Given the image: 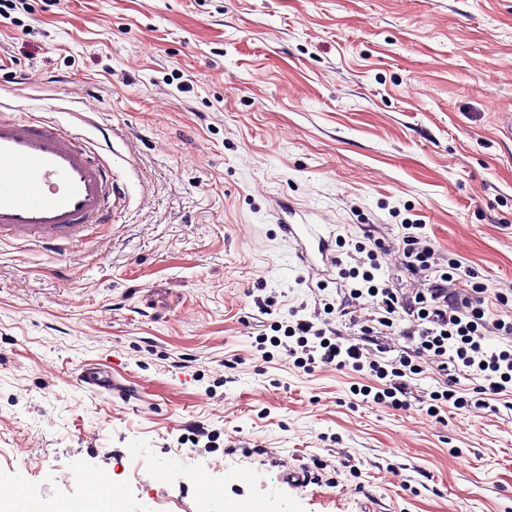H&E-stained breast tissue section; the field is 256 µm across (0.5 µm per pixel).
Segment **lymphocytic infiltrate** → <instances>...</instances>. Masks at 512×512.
<instances>
[{"instance_id":"lymphocytic-infiltrate-1","label":"lymphocytic infiltrate","mask_w":512,"mask_h":512,"mask_svg":"<svg viewBox=\"0 0 512 512\" xmlns=\"http://www.w3.org/2000/svg\"><path fill=\"white\" fill-rule=\"evenodd\" d=\"M396 250L403 256L405 286L378 278L381 254ZM352 267H340L336 312L357 327L356 338H346L330 323L308 319L288 322L283 337H271L265 346L284 347L294 365L312 371L318 365L352 371L369 380L353 387L356 395L394 409L411 406V382L426 370L439 380L429 394L428 411L488 409L491 401L512 394V297L499 288L478 281L471 266L452 258L441 263L421 237L408 232L393 240L368 236L355 243ZM470 281L460 292L459 281ZM370 306L374 315L359 311ZM500 339V346L487 342ZM405 341L397 355H390L389 337ZM381 389L372 390L371 381ZM473 382L472 396H463L461 381Z\"/></svg>"}]
</instances>
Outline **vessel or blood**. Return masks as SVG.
<instances>
[{"label": "vessel or blood", "mask_w": 512, "mask_h": 512, "mask_svg": "<svg viewBox=\"0 0 512 512\" xmlns=\"http://www.w3.org/2000/svg\"><path fill=\"white\" fill-rule=\"evenodd\" d=\"M96 148L56 123L0 114V240L63 251L85 226L110 223L112 166L96 159ZM85 382L122 398L136 395L98 371Z\"/></svg>", "instance_id": "b4317fda"}]
</instances>
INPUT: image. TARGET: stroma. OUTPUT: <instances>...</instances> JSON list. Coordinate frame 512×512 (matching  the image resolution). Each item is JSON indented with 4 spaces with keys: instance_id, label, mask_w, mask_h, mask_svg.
<instances>
[{
    "instance_id": "35a3bbf8",
    "label": "stroma",
    "mask_w": 512,
    "mask_h": 512,
    "mask_svg": "<svg viewBox=\"0 0 512 512\" xmlns=\"http://www.w3.org/2000/svg\"><path fill=\"white\" fill-rule=\"evenodd\" d=\"M0 110L118 134L111 223L63 255L0 242V495L54 512L104 478L124 512H512V409L367 406L358 375L255 350L336 297L287 212L332 243L422 225L512 289V0H16ZM286 462L317 480L287 488ZM84 383L92 387L95 386L102 388L107 392H111L113 395L116 394L119 397H124L127 400H130L132 397L136 398L135 396L138 395L137 390L112 381V379L109 378V375L105 372L102 374L99 371L88 372L85 376Z\"/></svg>"
}]
</instances>
